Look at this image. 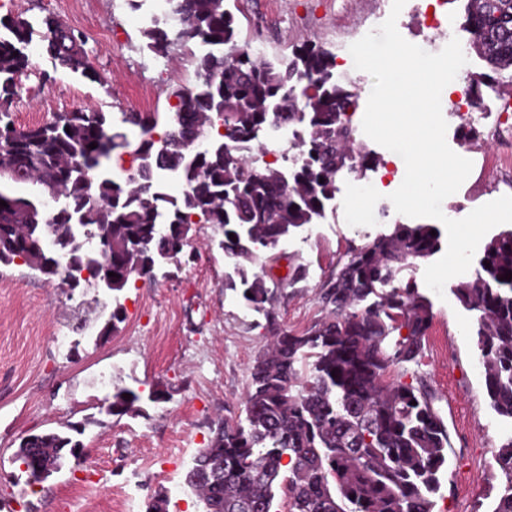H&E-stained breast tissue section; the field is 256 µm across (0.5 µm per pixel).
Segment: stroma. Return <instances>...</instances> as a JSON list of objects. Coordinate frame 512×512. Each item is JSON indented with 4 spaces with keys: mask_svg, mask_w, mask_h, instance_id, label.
<instances>
[{
    "mask_svg": "<svg viewBox=\"0 0 512 512\" xmlns=\"http://www.w3.org/2000/svg\"><path fill=\"white\" fill-rule=\"evenodd\" d=\"M233 13L240 42L261 49L268 58L290 57L307 41L323 44L336 56L342 81L355 84L368 99L373 80L354 67L352 43L383 23L388 0H224ZM29 19L52 14L82 31L86 49L105 84L86 81L60 70L39 87L37 78L13 108L17 125L31 126L25 111L34 97L55 101L56 111L99 107L120 119L142 111L137 86L151 88L152 111L168 110V94L191 85L190 59L178 69L155 61L145 47L144 23L126 0H97L94 16L75 14L51 0H0V16ZM451 149L473 163L470 175L442 203L444 214L461 219L473 209L512 195V121L499 126L483 121L478 136L455 140ZM394 171L392 181L373 184L367 210L353 218L340 209L278 246L280 269L307 267L305 281L275 291L278 321L293 333L323 318L318 301L325 275L350 244L362 243L391 224L408 223L389 199L405 176L403 159L384 151ZM208 224L194 226L190 247L180 262L157 270L154 281L124 290V320L116 333L100 337L70 333L77 315L86 313L88 294H62L56 283L23 265L0 264V502L11 512H135L156 491L167 490L170 512H202L184 476L200 448L207 444L218 419L240 413L250 382V368L271 341L263 313L248 307L239 291L225 287L233 269ZM425 262L408 276L428 294L433 319L417 363L409 364L436 396L435 406L451 446L438 512H489L501 486L494 463L504 424L489 404L478 373L473 316L457 300L458 278L443 295L429 294ZM141 393L138 415L113 417L105 400L114 388ZM164 388L162 403L148 399ZM81 424L84 455L40 485L16 478L12 457L21 437Z\"/></svg>",
    "mask_w": 512,
    "mask_h": 512,
    "instance_id": "1",
    "label": "stroma"
}]
</instances>
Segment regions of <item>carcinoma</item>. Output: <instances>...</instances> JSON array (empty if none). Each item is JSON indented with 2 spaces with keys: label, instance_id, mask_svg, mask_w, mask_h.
<instances>
[{
  "label": "carcinoma",
  "instance_id": "obj_1",
  "mask_svg": "<svg viewBox=\"0 0 512 512\" xmlns=\"http://www.w3.org/2000/svg\"><path fill=\"white\" fill-rule=\"evenodd\" d=\"M168 20L144 30L157 60L172 46L196 64V83L174 89L169 112H124L120 122L139 129L131 144L112 115L88 108L57 112L32 127L15 125L12 108L23 80L53 77L36 56L81 78L105 83L85 49L86 38L59 21L0 16V170L40 193L16 197L0 184V263L31 269L55 257L56 277L73 292L93 281L122 292L155 276L157 264L177 261L193 224H211L233 261L226 288L266 316L270 347L256 358L241 414L219 421L199 450L184 484L204 512H275L276 493L288 512H436L450 440L435 395L424 382L401 381L417 362L433 318L432 305L399 275L441 249L434 224H392L352 245L320 287L327 316L301 333L279 327L267 268L290 234L324 216L336 178L363 172L354 150L352 114L357 87L336 75V55L316 43L296 47L288 61L252 59L238 43L235 17L224 0H169ZM463 28L469 53L486 71L473 73L466 98L477 107L483 88H512V5L466 0ZM289 121L302 130L307 158L284 170L267 152L242 155L243 145ZM205 133V141L195 140ZM95 143L97 147L89 148ZM142 158L138 174L115 178L113 155ZM174 174L179 199L159 179ZM64 199L55 209L50 200ZM234 238H229V234ZM260 264V271L249 266ZM512 228L486 243L470 280L454 289L476 313L475 336L490 406L512 422ZM115 276L110 277L108 273ZM100 335L123 321V309L92 298ZM130 395V399L123 395ZM132 389L115 388L111 416L140 407ZM75 424L21 438L13 462L28 476L41 466L60 472L67 448H80ZM506 482L492 512H512V436L494 454Z\"/></svg>",
  "mask_w": 512,
  "mask_h": 512
}]
</instances>
